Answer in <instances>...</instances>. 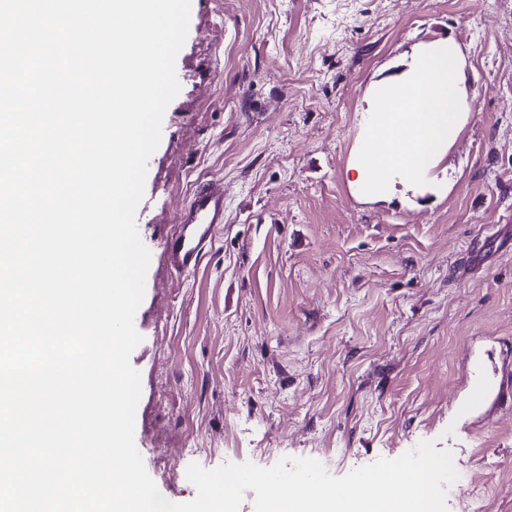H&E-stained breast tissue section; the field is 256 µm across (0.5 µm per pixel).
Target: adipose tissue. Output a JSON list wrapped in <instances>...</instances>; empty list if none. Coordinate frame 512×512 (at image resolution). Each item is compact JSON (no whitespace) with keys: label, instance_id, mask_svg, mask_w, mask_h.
Returning a JSON list of instances; mask_svg holds the SVG:
<instances>
[{"label":"adipose tissue","instance_id":"adipose-tissue-1","mask_svg":"<svg viewBox=\"0 0 512 512\" xmlns=\"http://www.w3.org/2000/svg\"><path fill=\"white\" fill-rule=\"evenodd\" d=\"M464 64L460 44L444 38L423 45L404 69L370 85L346 168L355 197L384 201L400 185L416 193L441 191L434 171L470 112L461 86Z\"/></svg>","mask_w":512,"mask_h":512}]
</instances>
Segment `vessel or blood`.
Wrapping results in <instances>:
<instances>
[{
    "mask_svg": "<svg viewBox=\"0 0 512 512\" xmlns=\"http://www.w3.org/2000/svg\"><path fill=\"white\" fill-rule=\"evenodd\" d=\"M223 224V179L199 180L187 203L177 212L175 228L164 242L163 254L169 266L179 273L196 271Z\"/></svg>",
    "mask_w": 512,
    "mask_h": 512,
    "instance_id": "b4317fda",
    "label": "vessel or blood"
}]
</instances>
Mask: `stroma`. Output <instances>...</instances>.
<instances>
[{
  "label": "stroma",
  "instance_id": "1",
  "mask_svg": "<svg viewBox=\"0 0 512 512\" xmlns=\"http://www.w3.org/2000/svg\"><path fill=\"white\" fill-rule=\"evenodd\" d=\"M453 37L472 111L408 207L357 199L346 166L371 82ZM135 213L151 259L134 440L161 494L186 471L329 457L342 477L420 442L450 451L448 512H512V0H191ZM224 228L180 274L162 247L194 184ZM500 395L462 413L470 384Z\"/></svg>",
  "mask_w": 512,
  "mask_h": 512
}]
</instances>
